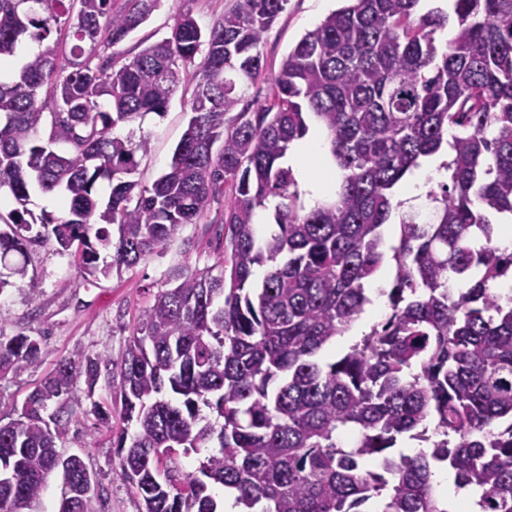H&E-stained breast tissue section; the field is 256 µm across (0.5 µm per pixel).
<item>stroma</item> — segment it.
Returning <instances> with one entry per match:
<instances>
[{
  "mask_svg": "<svg viewBox=\"0 0 512 512\" xmlns=\"http://www.w3.org/2000/svg\"><path fill=\"white\" fill-rule=\"evenodd\" d=\"M338 0H288L261 46L266 72H277L291 48L313 30ZM176 0H162L150 19L114 48V58L127 62L168 33ZM188 120L185 94L176 91L164 116L148 115L143 128L150 135L147 154L138 158L137 179L152 182L167 168L172 151ZM223 203L213 205L208 220L180 227L168 248L121 275L81 279L70 257L53 248L35 249L27 278L0 292V337L18 333L38 337L41 358L37 367L0 378V418L10 419L15 407L65 357L81 352L103 360L118 359L133 327L158 291L179 284L197 270L222 260L219 235ZM63 453L79 455L95 474L102 491L97 512H139L141 504L113 472L110 435L99 426L89 406L59 443Z\"/></svg>",
  "mask_w": 512,
  "mask_h": 512,
  "instance_id": "35a3bbf8",
  "label": "stroma"
}]
</instances>
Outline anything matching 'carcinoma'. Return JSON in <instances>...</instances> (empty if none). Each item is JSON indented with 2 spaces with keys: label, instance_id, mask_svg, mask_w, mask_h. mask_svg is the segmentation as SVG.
Masks as SVG:
<instances>
[{
  "label": "carcinoma",
  "instance_id": "carcinoma-1",
  "mask_svg": "<svg viewBox=\"0 0 512 512\" xmlns=\"http://www.w3.org/2000/svg\"><path fill=\"white\" fill-rule=\"evenodd\" d=\"M160 2L0 0V55L37 47L0 74L9 276L25 280L30 252L47 245L83 279L132 267L224 198L221 270L158 292L114 363L119 387L92 402L114 473L144 512H220L217 485L244 512H365L372 501L375 512H450L432 483L446 464L457 487L479 492L480 512H512V291L495 288L512 278V252L492 222L512 215V0H450L451 16L417 13L421 0H345L288 52L268 96L245 105L288 0H236L207 27L178 0L166 36L121 65L101 55ZM189 66L187 127L143 186L131 179L148 149L143 121L164 116ZM313 125L341 176L309 207L286 159ZM445 144L449 182L429 191V218L401 215L387 254L393 189ZM35 188L59 210L35 213ZM270 210L274 228L261 232L255 217ZM388 260L389 316L321 361ZM40 356L35 336L0 339V377ZM100 367L62 359L0 424V512H23L53 472L66 486L57 512H96L93 473L57 441L81 408L75 381L93 387ZM431 420L430 452L393 451Z\"/></svg>",
  "mask_w": 512,
  "mask_h": 512
}]
</instances>
